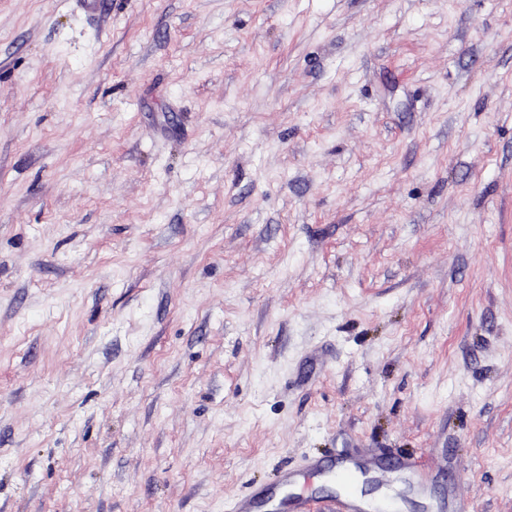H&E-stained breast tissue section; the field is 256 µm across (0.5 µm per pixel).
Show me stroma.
I'll return each mask as SVG.
<instances>
[{"instance_id": "obj_1", "label": "stroma", "mask_w": 512, "mask_h": 512, "mask_svg": "<svg viewBox=\"0 0 512 512\" xmlns=\"http://www.w3.org/2000/svg\"><path fill=\"white\" fill-rule=\"evenodd\" d=\"M403 452L512 512V0H0V512Z\"/></svg>"}]
</instances>
